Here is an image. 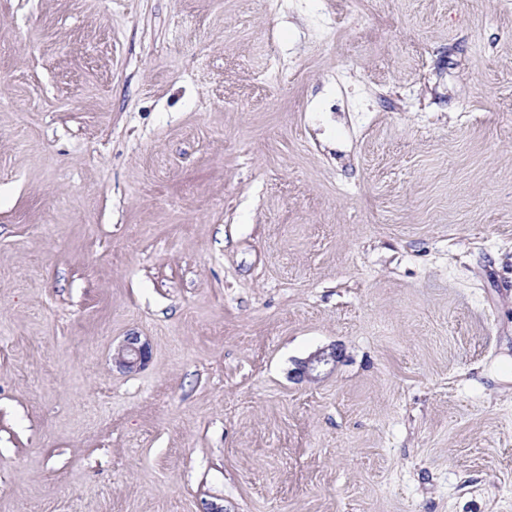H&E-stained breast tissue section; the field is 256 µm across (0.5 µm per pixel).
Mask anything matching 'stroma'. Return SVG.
Segmentation results:
<instances>
[{
	"label": "stroma",
	"mask_w": 512,
	"mask_h": 512,
	"mask_svg": "<svg viewBox=\"0 0 512 512\" xmlns=\"http://www.w3.org/2000/svg\"><path fill=\"white\" fill-rule=\"evenodd\" d=\"M212 504L512 512V0H0V512ZM149 357V344L142 342L137 334L131 333L113 349L112 367L124 373L137 372L146 365Z\"/></svg>",
	"instance_id": "1"
}]
</instances>
